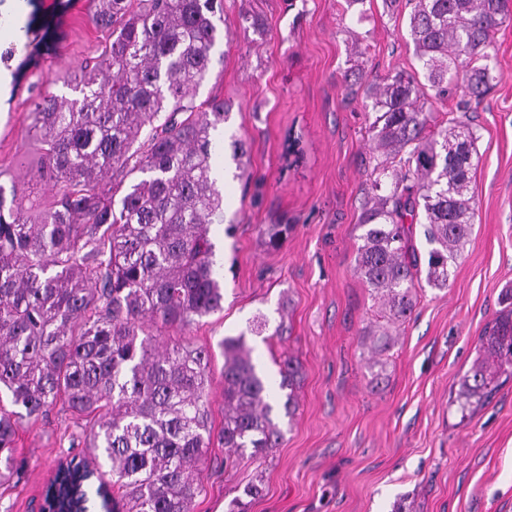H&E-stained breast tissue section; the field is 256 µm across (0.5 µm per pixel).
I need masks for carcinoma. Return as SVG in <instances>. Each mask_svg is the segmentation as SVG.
I'll list each match as a JSON object with an SVG mask.
<instances>
[{
    "instance_id": "carcinoma-1",
    "label": "carcinoma",
    "mask_w": 512,
    "mask_h": 512,
    "mask_svg": "<svg viewBox=\"0 0 512 512\" xmlns=\"http://www.w3.org/2000/svg\"><path fill=\"white\" fill-rule=\"evenodd\" d=\"M508 0H407V34L419 68L366 85L375 140L374 178L362 216L355 270L403 321L415 281L448 287L469 236L476 133L448 120L438 134L421 98L452 90L481 100L499 78L488 48ZM223 0H97L89 15L112 41L67 77L70 94L40 92L30 137L40 147L30 174L58 188L31 214L0 184V481L14 472L19 422L62 402L88 417L91 461L58 467L47 489L59 507L84 509L95 495L112 512H191L200 492L194 467L212 445L206 371L209 352L181 341L156 344L151 321L186 328L224 308L223 266L210 236L224 221L216 138L229 112L194 92L224 38ZM142 177L124 184V178ZM428 245L421 270L416 228ZM288 224H264L273 249ZM224 468L236 454L268 455L282 432L273 405L295 407L299 368L286 354L278 377L264 375L244 337H226ZM512 378V289L458 379L463 416ZM112 486L120 497L106 503ZM251 484L227 512H247Z\"/></svg>"
}]
</instances>
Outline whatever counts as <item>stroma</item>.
<instances>
[{
	"label": "stroma",
	"instance_id": "1",
	"mask_svg": "<svg viewBox=\"0 0 512 512\" xmlns=\"http://www.w3.org/2000/svg\"><path fill=\"white\" fill-rule=\"evenodd\" d=\"M93 8L92 0H0V52L14 51L0 61L10 77L0 97V183L15 185L25 207L54 194L28 169L32 98L61 91L63 77L108 43L88 20ZM407 14L385 0L359 9L346 0H224L231 40L218 45L224 59L195 94L199 104L223 99L225 137L248 146L245 176L230 161L224 170V218L237 229L211 228L224 309L187 329L149 322L145 331L209 351L215 433L224 423L225 337L244 336L270 373L274 357L290 353L302 378L294 415L279 404L271 413L280 447L228 469L213 444L198 465L191 512H225L251 482L263 494L249 512H392L398 500L405 512H512V380L471 416L455 401L478 337L512 289V18L492 40L500 79L480 103L427 100L435 124L454 116L478 136L471 232L447 288L419 282L411 316L394 324L355 271L374 167L364 81L416 67ZM247 17L259 18L265 35L244 34ZM264 224L289 225L279 249L263 244ZM260 315L284 324L283 336L254 333ZM386 333L395 344L375 353L370 337ZM85 429L61 404L23 423L0 512H39L58 462L83 452Z\"/></svg>",
	"mask_w": 512,
	"mask_h": 512
}]
</instances>
